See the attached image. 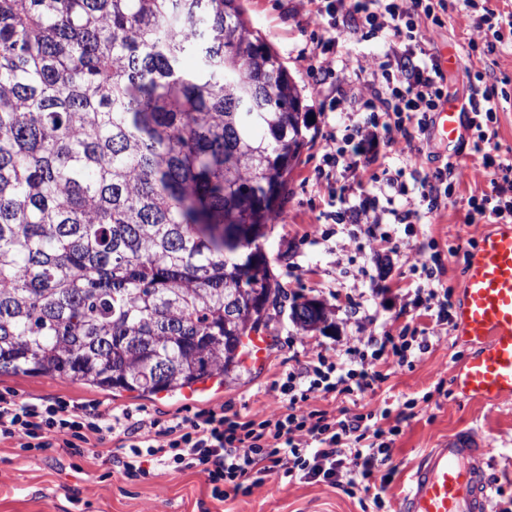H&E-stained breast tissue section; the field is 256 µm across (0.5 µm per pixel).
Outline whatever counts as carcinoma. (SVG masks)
<instances>
[{
	"label": "carcinoma",
	"instance_id": "obj_1",
	"mask_svg": "<svg viewBox=\"0 0 512 512\" xmlns=\"http://www.w3.org/2000/svg\"><path fill=\"white\" fill-rule=\"evenodd\" d=\"M303 100L238 0H0V372L140 395L233 372L280 295L259 240Z\"/></svg>",
	"mask_w": 512,
	"mask_h": 512
}]
</instances>
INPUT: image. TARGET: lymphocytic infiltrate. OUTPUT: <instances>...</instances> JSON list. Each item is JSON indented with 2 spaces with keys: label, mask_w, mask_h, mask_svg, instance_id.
<instances>
[{
  "label": "lymphocytic infiltrate",
  "mask_w": 512,
  "mask_h": 512,
  "mask_svg": "<svg viewBox=\"0 0 512 512\" xmlns=\"http://www.w3.org/2000/svg\"><path fill=\"white\" fill-rule=\"evenodd\" d=\"M312 25L314 47L307 70L324 99L320 112L356 113L346 134L330 127L325 162L340 169L344 184L331 187L334 219L378 224L383 216L409 224L421 213L447 207L466 176L459 162L434 170L393 168L398 152L416 157L423 137L447 94L434 48L445 26L448 0H303ZM378 40L373 57L355 55L348 38ZM335 57V66L325 63ZM466 110L474 132L471 154L491 179L467 199L468 223H512V152L501 151L498 136V89L477 73ZM415 269L427 281L414 308L434 320V328H403L384 334L365 349L347 350L333 360L319 353L288 372L277 390L281 407L263 418L203 409L166 419L62 397L32 402L0 392V443L12 442L20 455L48 448H89L115 442L111 461L131 478L157 470L204 475L217 501L262 485L271 475L291 481L322 482L351 490L380 477L389 484L395 439L400 425L389 409L365 414L318 408V397L347 400L375 391L390 368L411 365L429 352L453 323L452 292L443 288L440 255L417 251Z\"/></svg>",
  "instance_id": "lymphocytic-infiltrate-1"
}]
</instances>
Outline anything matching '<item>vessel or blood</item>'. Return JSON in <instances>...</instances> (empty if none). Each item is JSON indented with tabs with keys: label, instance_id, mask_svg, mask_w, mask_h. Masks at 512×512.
Masks as SVG:
<instances>
[{
	"label": "vessel or blood",
	"instance_id": "obj_1",
	"mask_svg": "<svg viewBox=\"0 0 512 512\" xmlns=\"http://www.w3.org/2000/svg\"><path fill=\"white\" fill-rule=\"evenodd\" d=\"M445 142L462 138L464 114L455 100L433 116ZM456 340L471 346L453 375L463 396L487 403L512 399V225L495 224L472 249L461 279ZM490 446L462 431L429 450L412 468L398 512H488L490 487L482 462Z\"/></svg>",
	"mask_w": 512,
	"mask_h": 512
}]
</instances>
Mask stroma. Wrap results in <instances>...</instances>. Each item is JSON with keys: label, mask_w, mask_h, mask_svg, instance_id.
<instances>
[{"label": "stroma", "mask_w": 512, "mask_h": 512, "mask_svg": "<svg viewBox=\"0 0 512 512\" xmlns=\"http://www.w3.org/2000/svg\"><path fill=\"white\" fill-rule=\"evenodd\" d=\"M251 26L279 53L289 72L304 87L308 110H318L324 95L315 89L301 57L310 46L311 28L305 21L300 0H241ZM474 14L450 10L442 45L459 57L445 73L449 97L464 99L470 75L481 69L478 58L467 55L475 37ZM471 140L429 143V152L418 158L424 169H434L449 155L461 156L470 177L449 198L446 209L423 216L416 223L381 227L386 243L370 241L365 225L328 220L331 198L327 179L321 175L322 138H315L304 151L291 175L279 223L273 224L265 251L282 290L281 301L270 309L269 320L259 335L269 340L263 362L253 356L242 359L234 375L193 389L192 393L140 396L105 393L51 376L1 373L0 391L15 392L24 399L60 396L80 402L99 403L101 409L146 410L166 418L185 409L225 407L229 412L259 418L280 405L274 381L296 369L316 353L342 358L347 348L364 347L383 332L398 333L405 325H427L411 305L418 275L409 270L417 247L440 253L445 270L444 287L452 288L453 302L465 265L469 240L487 230L484 222L467 223L466 199L471 191L486 188L490 175L469 154ZM307 299L322 302L330 311L327 327L301 330L291 319L294 303ZM360 303L351 314L349 302ZM469 346L442 337L434 349L412 366L397 369L357 404L343 405L333 398L316 404L332 410L347 407L350 413L390 408L403 410L415 400V418L403 422L395 441L396 467L375 506L372 493H354L323 483L290 482L273 475L248 493L219 503L209 495L204 478L190 472H158L140 481H129L104 458L70 456L52 448L34 456H18L12 444L0 445V512H396V501L406 482L409 467L430 448L458 431L470 429L487 439L493 451L483 467L492 485L491 512H512V401L497 405L464 398L454 391L452 373L469 354Z\"/></svg>", "instance_id": "35a3bbf8"}]
</instances>
